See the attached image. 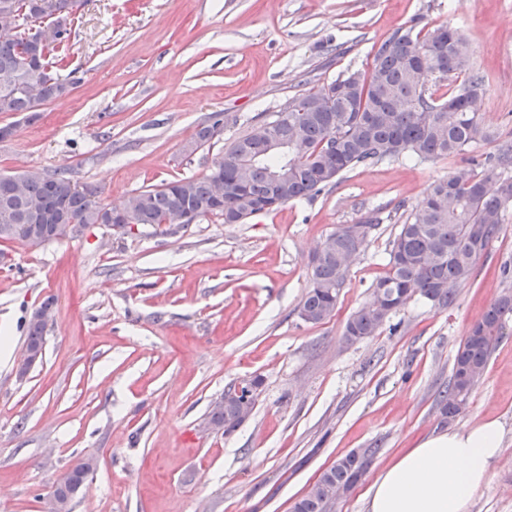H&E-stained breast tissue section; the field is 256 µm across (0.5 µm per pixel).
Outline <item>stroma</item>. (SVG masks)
<instances>
[{
    "mask_svg": "<svg viewBox=\"0 0 512 512\" xmlns=\"http://www.w3.org/2000/svg\"><path fill=\"white\" fill-rule=\"evenodd\" d=\"M449 25L483 78L496 134L454 161L385 160L342 174L310 202L243 224L207 218L116 232L103 224L42 246L0 241V512H41L76 463L96 467L71 512H289L319 473L375 449L334 512H366L365 493L419 438L497 419L503 452L473 512H512V324L466 408L438 394L469 328L512 277V219L458 288L452 307L411 300L380 334L342 339L372 297L403 208L470 158L512 143V0H87L71 27V92L0 141V174L68 170L118 206L133 192L209 173L228 138L295 96L369 69L397 29ZM230 123L194 136L211 113ZM383 221L353 265L336 314L299 316L312 250L336 225ZM43 357L17 374L23 325L46 299ZM260 377L252 416L205 430L210 403Z\"/></svg>",
    "mask_w": 512,
    "mask_h": 512,
    "instance_id": "obj_1",
    "label": "stroma"
}]
</instances>
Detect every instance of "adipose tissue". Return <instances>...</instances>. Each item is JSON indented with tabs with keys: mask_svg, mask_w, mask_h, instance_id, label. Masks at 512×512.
Returning a JSON list of instances; mask_svg holds the SVG:
<instances>
[{
	"mask_svg": "<svg viewBox=\"0 0 512 512\" xmlns=\"http://www.w3.org/2000/svg\"><path fill=\"white\" fill-rule=\"evenodd\" d=\"M502 445L494 419L431 434L375 479L366 492L367 512H472Z\"/></svg>",
	"mask_w": 512,
	"mask_h": 512,
	"instance_id": "ef3b65f1",
	"label": "adipose tissue"
}]
</instances>
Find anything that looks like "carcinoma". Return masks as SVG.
Listing matches in <instances>:
<instances>
[{
	"instance_id": "cac0c4a2",
	"label": "carcinoma",
	"mask_w": 512,
	"mask_h": 512,
	"mask_svg": "<svg viewBox=\"0 0 512 512\" xmlns=\"http://www.w3.org/2000/svg\"><path fill=\"white\" fill-rule=\"evenodd\" d=\"M70 0H0V113L39 118V107L67 95L73 82L60 74L70 31L54 25L52 16ZM41 21V37L31 39L17 24L19 17ZM470 47L454 27L398 29L374 50L372 67L337 77L283 106L259 128L239 134L224 145V156L198 179L173 180L133 193L121 206L133 224L160 226L179 207L200 218L242 224L252 217L251 204L279 198L278 205L315 199L356 167L402 157L420 161L449 160L495 135L478 107L481 77L472 74L465 86L436 95L432 84L450 73L469 71ZM224 113L214 112L196 132L202 146L224 130ZM288 143V151L269 150V132ZM288 169V181L273 174ZM224 179V202L214 199L213 175ZM512 207V147L485 157L483 170L454 168L436 180L422 204L410 210L389 242L388 271L372 285L371 303L346 321L343 339L350 344L379 334L393 315L417 297L437 309L457 300V287L470 279L477 259L498 237ZM99 192L80 187L65 169L31 175L13 193L0 181V241L20 240L41 246L62 237L64 224H110ZM380 224L370 213L354 224H338L311 256L307 291L300 317L312 324L332 318L351 266L365 252L369 234ZM512 321V291L501 295L474 323L457 348L441 411L453 416L465 409L476 385L471 373L484 372L506 323ZM46 324L24 323L26 346L41 351ZM230 400L212 406L205 422L229 433L240 425ZM376 448L351 451L326 469L315 489L301 497L291 512H333L332 488L355 483L367 472ZM82 460L57 481L66 497L91 472Z\"/></svg>"
}]
</instances>
